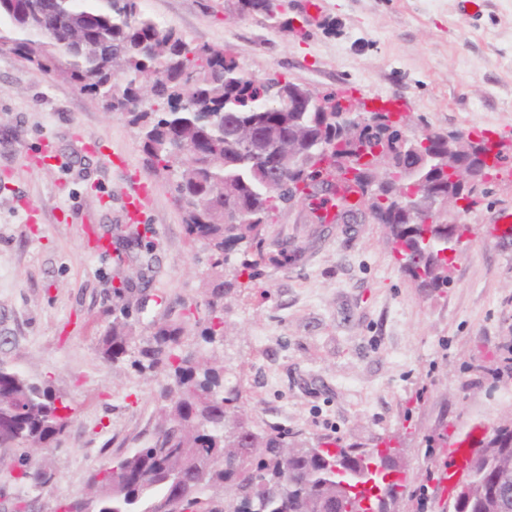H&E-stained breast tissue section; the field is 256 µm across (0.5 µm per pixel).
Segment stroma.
<instances>
[{"label":"stroma","instance_id":"35a3bbf8","mask_svg":"<svg viewBox=\"0 0 512 512\" xmlns=\"http://www.w3.org/2000/svg\"><path fill=\"white\" fill-rule=\"evenodd\" d=\"M143 7L255 75L320 93L356 86L357 102L403 112L407 134L501 140L504 171L461 218L469 229L448 287L417 288L383 224L322 223L299 202L266 225L273 259L225 298L224 337L208 347L256 430L310 447L391 449L396 512H448L436 486L448 443L470 430L479 444L512 424V239L489 235L497 212L512 210V0H483L473 18L461 0H282L286 28L242 0ZM46 148L64 168L38 166ZM115 152L154 189L153 251L125 245ZM282 250L284 264L274 260ZM207 269L127 115L0 53V367L50 386L70 414L60 448L35 455L54 475L47 491L16 482V451L0 448V512H63L95 469L150 440L170 379L132 360L162 324L196 334L190 308L205 298ZM128 279L135 341L112 363L99 341Z\"/></svg>","mask_w":512,"mask_h":512}]
</instances>
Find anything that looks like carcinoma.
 Returning <instances> with one entry per match:
<instances>
[{
  "label": "carcinoma",
  "mask_w": 512,
  "mask_h": 512,
  "mask_svg": "<svg viewBox=\"0 0 512 512\" xmlns=\"http://www.w3.org/2000/svg\"><path fill=\"white\" fill-rule=\"evenodd\" d=\"M0 42L41 75L67 78L109 112H124L140 138L148 166L173 178V198L182 210L192 243L210 252L200 333L212 344L224 335V298L247 276H260L274 261L263 234L277 212L299 200L319 199L336 216L358 209L351 193L373 191L370 206L384 225L403 271L423 289L448 285V225L416 224L404 189L417 181L433 184L451 201L461 183L448 180V142L459 137L427 130L425 152H408L401 128L375 124L365 116L339 112H277L279 100L298 85L277 75L258 78L221 48L194 46L174 28L147 15L141 0H0ZM236 127L258 136L265 154L254 156ZM380 152L362 164L352 185L319 191L337 172L336 159L356 164L358 144ZM243 254L231 278L224 267ZM128 306L112 309V326L100 341L114 363L129 353ZM184 322L161 325L139 351L135 365L169 370L173 386L152 439L117 456L88 482L86 512H163L172 501L181 512H360L361 498L343 483L368 482L370 465L390 455L349 457L345 451L310 448L281 432L254 429L224 389L213 356L188 350ZM67 408L48 386L18 372H0V448L22 449L17 480L43 492L52 474L33 453L61 444ZM473 483L456 494L457 512H512V427L497 430L485 452L471 460Z\"/></svg>",
  "instance_id": "1"
}]
</instances>
